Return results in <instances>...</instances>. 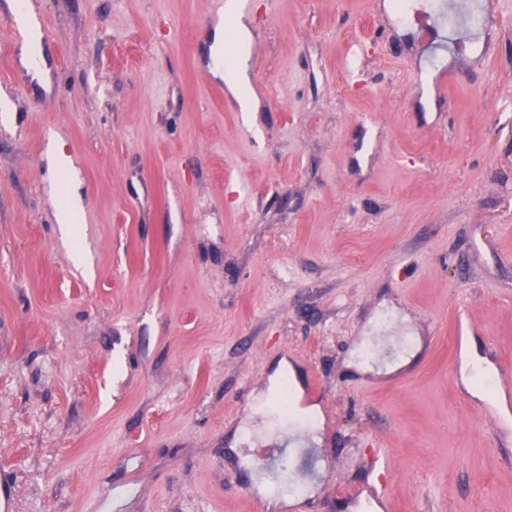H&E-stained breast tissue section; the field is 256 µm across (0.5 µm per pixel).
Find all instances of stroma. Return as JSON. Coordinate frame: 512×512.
<instances>
[{
  "label": "stroma",
  "mask_w": 512,
  "mask_h": 512,
  "mask_svg": "<svg viewBox=\"0 0 512 512\" xmlns=\"http://www.w3.org/2000/svg\"><path fill=\"white\" fill-rule=\"evenodd\" d=\"M0 0V485L12 512H270L252 411L318 405L282 512H512V423L452 366L512 363V0H250L253 112L205 65L224 0ZM435 73L433 111L419 102ZM73 161L55 174L49 147ZM75 184L83 221L62 234ZM84 254L75 264L72 251ZM405 371L359 373L354 356ZM285 375H289L293 379L295 378V372L293 368L290 365H287L286 363L282 364L280 368L276 371V373L270 378L266 391L261 392L256 396L254 408L257 413H259L265 408L272 394H274V392L276 391L281 378H283Z\"/></svg>",
  "instance_id": "1"
}]
</instances>
